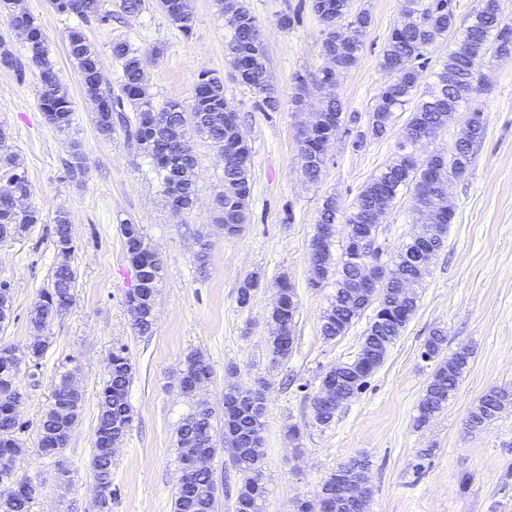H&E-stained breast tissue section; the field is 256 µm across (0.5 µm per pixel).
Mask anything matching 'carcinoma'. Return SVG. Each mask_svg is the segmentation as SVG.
<instances>
[{"label":"carcinoma","mask_w":512,"mask_h":512,"mask_svg":"<svg viewBox=\"0 0 512 512\" xmlns=\"http://www.w3.org/2000/svg\"><path fill=\"white\" fill-rule=\"evenodd\" d=\"M321 0H311V9L322 24V55L333 64L331 70H321L318 83L331 88L336 77L356 67L363 37L370 26L367 9L359 8L354 0H336L339 10L334 15L320 11ZM402 14L408 18L403 28L393 31L383 48L381 69L389 81L380 92L371 113L369 128L375 137L385 135L394 114L413 105L405 124L395 158L374 175L358 194L349 211L343 212L335 198L325 200L319 213L316 229L326 234L323 269L312 288H322L329 277L336 276V293L322 315L321 334L325 339L343 336L365 312L372 308L375 315L367 327L357 356L328 369L323 378H341L347 390L365 387L367 379L385 361L389 350L401 336L417 310L415 288L422 284L426 269L417 263L420 244L413 240L403 242L387 261L381 260L377 245L379 226L372 214L389 208L403 193L411 195L413 210L428 234V245L441 249L446 241L448 224L453 214L448 212V182L462 177L471 162L473 147L485 136L482 112L468 107L476 90L479 68L487 57L512 55V25L503 22L493 9L484 5L448 49V56L439 68L431 72L432 82L422 86L427 68L428 51L434 43L456 29L453 0H401ZM221 12L227 16L224 24L231 38L227 48L241 81L257 92L266 89L267 68L265 50L253 46L257 22L248 10L245 0H217ZM157 5L169 19L184 32L192 28L193 15L187 0H157ZM57 12L75 15L84 21L94 20L100 25L112 22V12L103 9L102 0H55ZM23 26L30 32L27 52L41 68V84L37 89L38 104L51 122L57 118L51 112L65 116L60 126L72 122L73 102L68 88L63 85L50 60L48 44L35 19L20 13ZM347 27L350 37H340L337 30ZM68 52L76 65L87 95L98 100L95 124L98 132L112 136L120 127L136 149L149 158L160 179L162 193L170 210L182 213L194 203L196 194V162L190 144V135H204L217 148L231 149L241 160L224 164V190L217 195L222 212L218 220L224 224V235L239 234L246 223L248 199L251 190V148L239 136V124L228 118L231 111L221 80L207 72L198 74L190 108L178 101L162 105L154 102L148 93L143 60L132 52L125 42L112 44V56L121 64L120 94L102 85L99 78V58L85 33L72 28L67 35ZM133 108L134 116L125 113V104ZM468 108L470 133L466 143L454 146L452 152L437 150L421 158L414 148L421 136L436 137L448 126L456 112ZM164 114L163 128L154 136L145 128L150 113ZM6 133L0 132V168L7 169L11 189V203L0 205V238L19 236L35 224L42 223L41 212L28 204L31 184L27 172L21 168L16 155L9 151ZM330 137L299 143V154L306 176L315 181L324 163V154ZM53 243L61 253L72 251L68 230L67 211L58 210L53 218ZM346 225L341 264L331 269V247L338 233V225ZM128 262L136 272L137 284L126 294L134 331L140 335L151 332L154 322V304L143 292L142 279L149 277L152 290H157L162 279V267L144 245L142 229L137 224L121 225ZM365 260L378 262L379 277L369 289L358 279L357 268ZM76 274L67 264L54 270L50 287L43 290L31 313L33 329L42 332L74 300ZM409 292H398L401 284ZM276 301L271 309L268 325V343L273 359H288L293 350L292 327L298 309L295 289L287 279L275 282ZM446 341L444 331H434L424 344L422 356L436 361L430 380L418 405L416 426L427 424L436 414L448 408L449 401L465 370L469 367L471 352L462 348L448 358L440 357ZM49 347L48 338H39L30 354L16 356L11 347L0 345V485H11L17 459L26 455L25 442L20 438L27 429L25 422H17L11 407L25 402L21 383L23 369L41 364ZM135 373L126 352L119 347L109 353L106 372L98 399L95 427V452L91 467L95 479L106 488L101 500V512H110L112 501V457L104 443L123 440L133 422V409L128 400L129 387ZM213 374L212 366L200 352H188L177 377V388L184 381L204 384ZM69 370L57 373L53 402L37 424V446L56 442L60 452L68 444L61 440L66 432L78 425L83 409L82 393L68 384ZM505 393L495 388L486 392L471 408L467 426L481 430L502 410ZM265 406L260 393L231 384L224 389L222 423L223 448L215 444V412L205 400H197L180 421L175 432V448L180 469L191 472L189 480L179 484L172 503V512H217V486L213 471L193 469L195 452L216 456L227 454L230 466L237 475L236 490L226 491L244 512H262L265 488L261 483L259 463L263 456ZM369 461L352 457L329 474L321 485L325 497L335 501L336 512H366L373 495L368 477ZM34 497L16 498L8 489H0V512H32Z\"/></svg>","instance_id":"obj_1"}]
</instances>
